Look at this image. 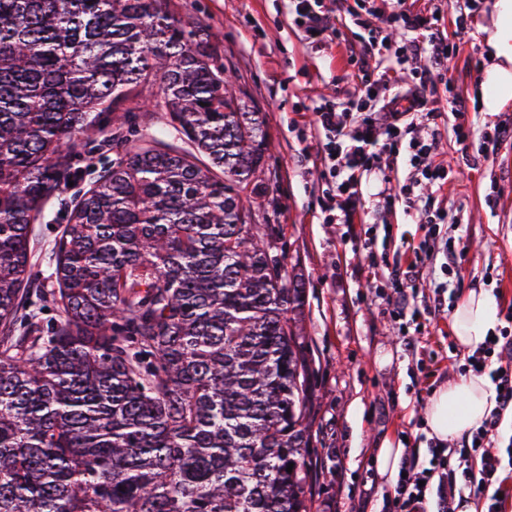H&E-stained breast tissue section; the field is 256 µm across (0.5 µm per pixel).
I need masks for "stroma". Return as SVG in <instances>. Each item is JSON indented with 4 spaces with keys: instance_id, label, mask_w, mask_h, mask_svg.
<instances>
[{
    "instance_id": "35a3bbf8",
    "label": "stroma",
    "mask_w": 512,
    "mask_h": 512,
    "mask_svg": "<svg viewBox=\"0 0 512 512\" xmlns=\"http://www.w3.org/2000/svg\"><path fill=\"white\" fill-rule=\"evenodd\" d=\"M174 12L207 24L219 56L231 68L235 92L247 93L264 112L268 152L262 177L268 194L253 199L255 221L279 228L276 247L286 255L290 274L305 288L300 324L313 352L318 380L311 400L315 426L334 457V468L320 483L313 512H380L382 496L394 485L378 468L377 450L384 442L404 446L406 438L429 433L425 411L437 391L460 379L451 357L461 352L452 330L451 307L470 290L493 297L498 326L512 309V142L484 156L478 134L512 121V107L483 112L478 77L483 67L480 40L473 28L460 35V53L449 61L446 81L433 95L446 101L449 92L467 97L469 112L459 122L473 135L458 141L448 117L438 120L439 152L452 172L439 191L451 223L441 225L440 239L461 242V277L449 276L441 247L425 263L418 296L434 285L448 289L450 309L431 318L408 352L390 315L392 299L384 289L386 264L402 259L423 231L402 208H379L378 188L366 181L362 190L366 223L345 228L327 224L321 212L325 187L311 162L298 158L301 148L316 147L309 126L310 108L323 96L346 87L351 66L334 48L302 41L291 26L284 0H171ZM102 161L83 162L84 173L46 206L32 231L33 254L48 270L54 240L65 223L63 206L97 179ZM496 197L488 206L487 197ZM392 226L386 245L363 250L368 226Z\"/></svg>"
}]
</instances>
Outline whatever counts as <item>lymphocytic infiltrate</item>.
Returning a JSON list of instances; mask_svg holds the SVG:
<instances>
[{
    "label": "lymphocytic infiltrate",
    "mask_w": 512,
    "mask_h": 512,
    "mask_svg": "<svg viewBox=\"0 0 512 512\" xmlns=\"http://www.w3.org/2000/svg\"><path fill=\"white\" fill-rule=\"evenodd\" d=\"M340 12L356 27L354 38L336 27ZM288 15L307 43L345 44L355 68L349 88L311 109L321 139L317 159L329 179L322 203L325 223H363V177L397 159L407 171L403 182L382 190L383 207L402 206L426 233L407 267H392L386 281L395 295V323L403 328L418 323L446 304L443 288L421 308L408 290L431 253L438 226L448 221L447 210L435 205V192L447 183L449 170L436 159L440 106L431 88L460 45L448 34L438 7L417 9L408 0H384L380 7L373 0H288ZM464 367L489 376L496 388L493 410L460 445L433 439L426 447L410 448L402 476L383 497V512H430L434 506L445 512L465 494L481 502L480 512H505L503 460L512 459V448L495 451L493 441L503 415L512 412V332L484 340L467 354Z\"/></svg>",
    "instance_id": "f902f5d3"
}]
</instances>
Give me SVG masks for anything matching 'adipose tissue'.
<instances>
[{"mask_svg":"<svg viewBox=\"0 0 512 512\" xmlns=\"http://www.w3.org/2000/svg\"><path fill=\"white\" fill-rule=\"evenodd\" d=\"M486 56L480 80L485 111L496 113L512 105V0H491L488 10L474 20ZM497 321L493 298L484 291L469 292L452 316L457 342L474 347L484 341ZM494 406L487 379L470 377L449 382L427 408L434 436L451 441L479 426Z\"/></svg>","mask_w":512,"mask_h":512,"instance_id":"1","label":"adipose tissue"}]
</instances>
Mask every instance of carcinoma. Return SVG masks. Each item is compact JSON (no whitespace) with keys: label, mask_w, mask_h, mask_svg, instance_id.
<instances>
[{"label":"carcinoma","mask_w":512,"mask_h":512,"mask_svg":"<svg viewBox=\"0 0 512 512\" xmlns=\"http://www.w3.org/2000/svg\"><path fill=\"white\" fill-rule=\"evenodd\" d=\"M214 58L171 0H0V512H311L305 286L248 202L264 114ZM108 145L46 290L30 226Z\"/></svg>","instance_id":"1"}]
</instances>
